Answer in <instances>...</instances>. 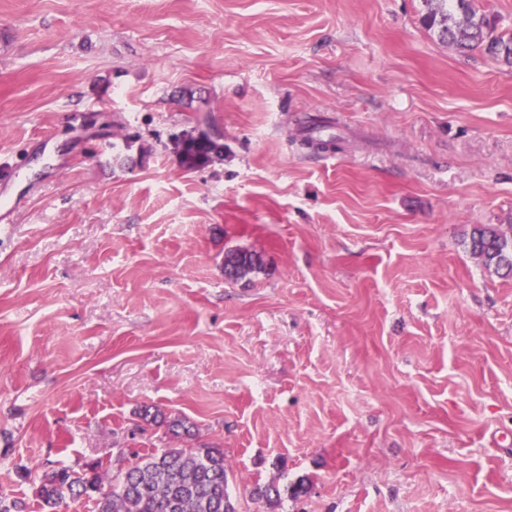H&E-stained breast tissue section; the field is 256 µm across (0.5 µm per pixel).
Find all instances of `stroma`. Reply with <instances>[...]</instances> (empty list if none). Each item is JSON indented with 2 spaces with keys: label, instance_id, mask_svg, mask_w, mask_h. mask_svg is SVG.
Returning <instances> with one entry per match:
<instances>
[{
  "label": "stroma",
  "instance_id": "1",
  "mask_svg": "<svg viewBox=\"0 0 512 512\" xmlns=\"http://www.w3.org/2000/svg\"><path fill=\"white\" fill-rule=\"evenodd\" d=\"M422 9L0 0V496L205 446L237 512H512V279L465 244L512 224V66ZM180 154L182 156L181 163L188 170H192L214 159H219L224 155V145L217 140L209 137L183 138L181 142ZM258 264V258L256 255L243 251H235L227 253L224 260V275L228 279L241 278L251 272ZM228 265H232L236 268L238 276L233 272ZM143 418L151 423H157L159 419L161 424L166 425L168 433L174 438H179L190 433L189 422L185 418L180 416H166L159 409H156L154 412L145 409Z\"/></svg>",
  "mask_w": 512,
  "mask_h": 512
}]
</instances>
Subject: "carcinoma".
<instances>
[{"label":"carcinoma","instance_id":"cac0c4a2","mask_svg":"<svg viewBox=\"0 0 512 512\" xmlns=\"http://www.w3.org/2000/svg\"><path fill=\"white\" fill-rule=\"evenodd\" d=\"M425 11L420 22L440 42L467 54L480 51L494 60L512 65V33H498L486 13L472 0H422ZM327 125L313 120L306 144L316 149L338 147L333 137L320 133ZM181 163L188 170L224 155V144L209 137L182 139ZM469 252L487 269L512 275V232L495 225L471 230ZM258 264L256 255L230 252L224 260V275L238 279ZM143 418L163 423L175 438L190 433L189 422L167 416L160 410H144ZM227 472L221 448H165L159 453L136 456L135 461L113 476L101 472L93 462L80 472L66 467L43 472L35 489L43 512H60L68 502L87 499L94 512H236L226 490Z\"/></svg>","mask_w":512,"mask_h":512}]
</instances>
